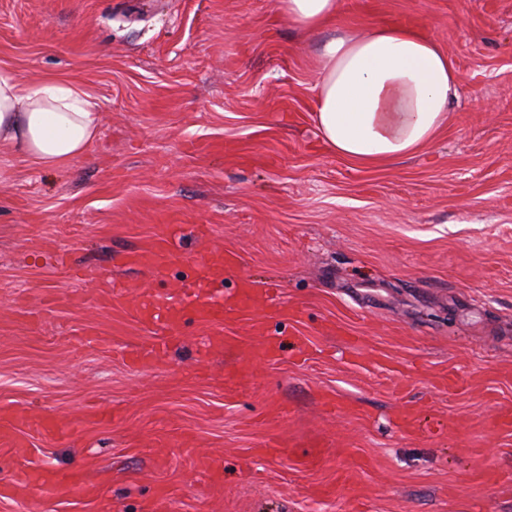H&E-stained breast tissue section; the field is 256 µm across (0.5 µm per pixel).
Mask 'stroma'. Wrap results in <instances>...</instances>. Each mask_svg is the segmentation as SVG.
<instances>
[{
    "label": "stroma",
    "instance_id": "obj_1",
    "mask_svg": "<svg viewBox=\"0 0 512 512\" xmlns=\"http://www.w3.org/2000/svg\"><path fill=\"white\" fill-rule=\"evenodd\" d=\"M373 24L435 38L462 74L436 142L386 167L325 145L317 45L277 0H0V68L78 81L102 117L63 170L0 147V407L68 428L32 437L23 464L0 449V483L27 466L87 487L0 512H162L157 485L171 512H512V491L469 479L512 473V432L486 425L512 407V0H341L327 33ZM171 224L206 227L192 249L236 255L225 296L243 278L273 286L298 317L190 319L146 366L89 345L157 338L132 300L96 298L112 276L190 282L181 264L115 263ZM444 374L458 387L438 389ZM90 405L112 422L86 424ZM315 437L320 465L298 467ZM278 439L293 453L255 456Z\"/></svg>",
    "mask_w": 512,
    "mask_h": 512
}]
</instances>
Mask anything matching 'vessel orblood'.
Returning <instances> with one entry per match:
<instances>
[{
  "mask_svg": "<svg viewBox=\"0 0 512 512\" xmlns=\"http://www.w3.org/2000/svg\"><path fill=\"white\" fill-rule=\"evenodd\" d=\"M188 264L193 272V280L185 285L179 295H160L148 289H139L135 301V313L147 327H156L161 337L151 348H128L125 356L137 365L151 362L161 356L168 345L178 339L187 316H195L201 323H213L224 318V301L210 296L209 291L222 283L223 276L216 272V258L213 253L197 250L186 252L182 246V230L156 238L147 247L125 254L121 266L146 269L162 274L174 262ZM61 426L57 420L34 413L31 409L19 406L0 410V447L12 449L17 457H25L31 442L29 432H57ZM39 473H31L28 479L7 482L0 485V499L15 500L27 495L30 484H41Z\"/></svg>",
  "mask_w": 512,
  "mask_h": 512,
  "instance_id": "b4317fda",
  "label": "vessel or blood"
}]
</instances>
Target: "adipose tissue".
I'll list each match as a JSON object with an SVG mask.
<instances>
[{
    "mask_svg": "<svg viewBox=\"0 0 512 512\" xmlns=\"http://www.w3.org/2000/svg\"><path fill=\"white\" fill-rule=\"evenodd\" d=\"M338 0H278L302 34L331 26ZM315 125L329 150L365 166L431 146L448 122L460 75L439 42L405 26L373 25L327 38L318 52ZM101 114L69 81H24L0 70V145L39 169L59 170L95 140Z\"/></svg>",
    "mask_w": 512,
    "mask_h": 512,
    "instance_id": "ef3b65f1",
    "label": "adipose tissue"
}]
</instances>
